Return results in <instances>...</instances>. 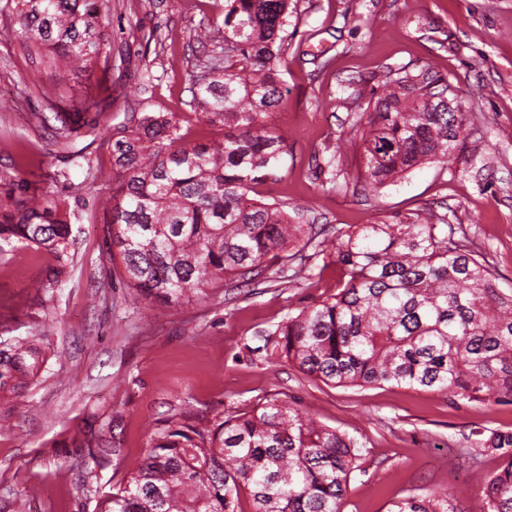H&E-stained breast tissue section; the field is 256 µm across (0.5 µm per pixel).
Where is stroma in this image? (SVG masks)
Instances as JSON below:
<instances>
[{
	"mask_svg": "<svg viewBox=\"0 0 512 512\" xmlns=\"http://www.w3.org/2000/svg\"><path fill=\"white\" fill-rule=\"evenodd\" d=\"M0 0V202L54 193L69 213L67 277L48 292L33 284L53 255L0 246V341L39 338L48 355L17 396L0 401V512H96L98 494L120 486L145 455L158 420L187 413L202 426L252 411L279 395L320 423L363 443L361 470L341 512H386L393 499L435 490L465 512H484L472 429H512V405L450 404L443 395L385 383L334 387L255 351L260 331L335 293V266L312 260L296 281L272 260L265 284L227 288L217 300L160 305L128 288L110 259L102 204L119 181L107 129L131 113L175 112L186 141L224 137L191 112L190 79L224 35V0H109L108 57L70 71L29 51L18 17ZM288 52L277 64L286 105L271 121L287 137L280 178L254 198L304 206L336 235L350 224L447 215L456 240L512 288V0H298ZM430 71L473 115L457 157L427 162L361 193L351 124L369 114V93L388 70ZM33 112H76L70 149ZM89 148L91 170L68 153ZM342 174L319 166L330 156ZM111 436L116 455L88 457ZM93 494H83V485Z\"/></svg>",
	"mask_w": 512,
	"mask_h": 512,
	"instance_id": "stroma-1",
	"label": "stroma"
}]
</instances>
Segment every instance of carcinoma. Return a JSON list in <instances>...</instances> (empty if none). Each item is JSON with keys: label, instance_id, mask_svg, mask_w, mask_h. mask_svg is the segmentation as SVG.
<instances>
[{"label": "carcinoma", "instance_id": "carcinoma-1", "mask_svg": "<svg viewBox=\"0 0 512 512\" xmlns=\"http://www.w3.org/2000/svg\"><path fill=\"white\" fill-rule=\"evenodd\" d=\"M29 46L56 63L90 65L106 46L107 0H11ZM296 0H225L223 56L212 55L191 87L195 115L224 127V140L188 144L174 112L131 113L112 130L121 177L103 232L127 286L160 304L205 300L225 280L266 279L267 258L284 253L294 275L310 280L305 249L329 253L336 293L256 337L257 350L337 386L395 383L451 402L512 404V290L463 248L441 215L395 224H355L334 239L292 212L249 197L278 179L287 138L268 122L285 105L275 63L288 49ZM448 86L427 74L390 76L359 137L362 188L379 191L422 163H448L472 113L448 111ZM55 143L74 128L54 113ZM67 214L52 194L0 205V243L43 248L63 259ZM65 265L39 287L63 283ZM38 341L0 348V400L41 371ZM474 449L498 460L471 479L487 512H512V430L473 432ZM363 445L272 396L249 413L200 427L183 413L152 427L150 447L99 512H341ZM387 512H464L446 493L401 496Z\"/></svg>", "mask_w": 512, "mask_h": 512}]
</instances>
